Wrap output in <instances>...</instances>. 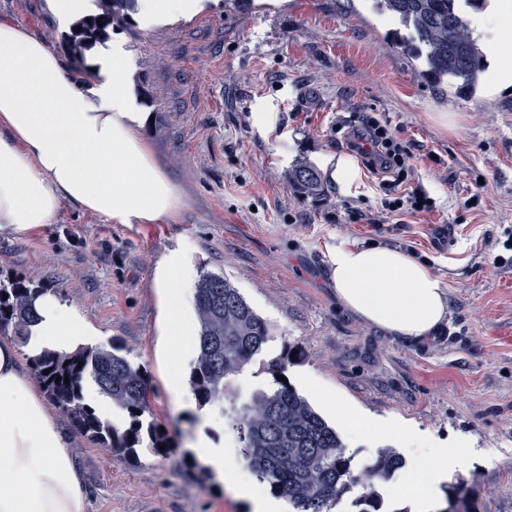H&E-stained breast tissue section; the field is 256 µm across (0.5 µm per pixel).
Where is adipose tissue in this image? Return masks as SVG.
I'll return each mask as SVG.
<instances>
[{"instance_id": "obj_1", "label": "adipose tissue", "mask_w": 512, "mask_h": 512, "mask_svg": "<svg viewBox=\"0 0 512 512\" xmlns=\"http://www.w3.org/2000/svg\"><path fill=\"white\" fill-rule=\"evenodd\" d=\"M495 22L489 49L500 59L497 79L506 84L512 82V0H498ZM73 69L26 27L0 22V229L54 223L65 200L110 224L171 217L180 198L146 147L125 54L101 56L85 84L75 80ZM329 263L344 307L393 334L424 336L449 312L443 283L401 250L339 243L330 248ZM193 277L185 252L174 250L155 281V357L168 393L179 403L185 400L182 366L194 334ZM36 311L34 351L69 352L100 336L55 294L42 295ZM327 405L348 427L397 436L417 454L421 472L452 470L465 453L458 446L425 447L400 423L373 421L340 398ZM70 443L23 369L15 343L0 340V512H87L85 478ZM191 448L241 497L251 498L253 512H282L275 500L251 497L225 464L223 449L204 432H197Z\"/></svg>"}]
</instances>
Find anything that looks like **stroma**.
Segmentation results:
<instances>
[{"label":"stroma","mask_w":512,"mask_h":512,"mask_svg":"<svg viewBox=\"0 0 512 512\" xmlns=\"http://www.w3.org/2000/svg\"><path fill=\"white\" fill-rule=\"evenodd\" d=\"M0 20L74 61L72 30L45 0H0ZM395 27L372 0H254L249 11L205 0L178 21L109 29L104 49L128 53L156 104L142 134L180 208L151 224H109L66 201L55 223L0 231V278L51 288L140 365L173 446L119 459L62 421L89 512H250L214 476L198 478L202 462L187 464L196 416L174 402L155 359L156 269L180 247L196 272L224 274L269 326L263 350L231 378L233 397L268 387L270 362L294 349L285 376L328 422L337 416L323 398L338 394L433 447L472 448L438 483L435 512L452 498L459 512H512V92L484 86L466 98L427 84L391 42ZM362 112L408 142L406 186L425 191L432 210H386L359 162L347 182L324 170L319 199L289 187L297 161L346 158L336 127ZM344 241L413 255L446 287V319L407 338L351 313L328 258ZM339 431L356 472L399 446Z\"/></svg>","instance_id":"35a3bbf8"}]
</instances>
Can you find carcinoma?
Returning a JSON list of instances; mask_svg holds the SVG:
<instances>
[{"mask_svg": "<svg viewBox=\"0 0 512 512\" xmlns=\"http://www.w3.org/2000/svg\"><path fill=\"white\" fill-rule=\"evenodd\" d=\"M380 13L399 21L405 33H396V46L420 62L421 75L435 86L449 84L472 95L488 74L483 34L474 26L490 0H375ZM134 0H112V10L88 15L78 22L79 45L97 39L109 27L127 22L120 10ZM288 185L296 193L318 197L325 187L321 173L307 161L288 170ZM46 289L17 280L0 285V332L29 339L38 322L34 299ZM198 353L187 383L199 407H217L224 425L236 434L241 456L257 480L270 492L288 498L296 512H327L353 485H361L356 512H382L377 483L391 479L405 466L391 448L380 450L358 475L336 427L288 382L285 374L291 353L272 365L273 388L239 403L224 406L226 382L251 364L269 337L260 317L225 277L200 275L195 289ZM44 393L75 429L120 459L136 455L145 443L157 454L172 451L169 438L146 416L147 382L143 369L112 345L83 347L74 353L45 351L30 357ZM51 369L45 374L43 370ZM68 381H56V376ZM127 412L128 424L120 428L103 418L87 402L86 381ZM165 450H160V445Z\"/></svg>", "mask_w": 512, "mask_h": 512, "instance_id": "1", "label": "carcinoma"}]
</instances>
